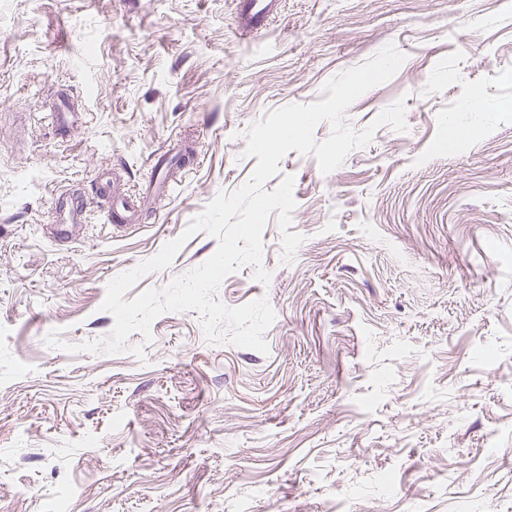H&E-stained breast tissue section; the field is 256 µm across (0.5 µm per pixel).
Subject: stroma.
Here are the masks:
<instances>
[{
  "label": "stroma",
  "instance_id": "1",
  "mask_svg": "<svg viewBox=\"0 0 512 512\" xmlns=\"http://www.w3.org/2000/svg\"><path fill=\"white\" fill-rule=\"evenodd\" d=\"M237 2L0 0V512H512V0H278L251 36ZM390 43L345 122L401 99L406 131L327 174L285 155L264 188L294 176L302 244L283 260L270 215L269 283L245 264L217 291L267 298V353L194 310L117 354L47 345L108 336L107 283L250 179V127ZM217 246L195 233L137 291Z\"/></svg>",
  "mask_w": 512,
  "mask_h": 512
}]
</instances>
